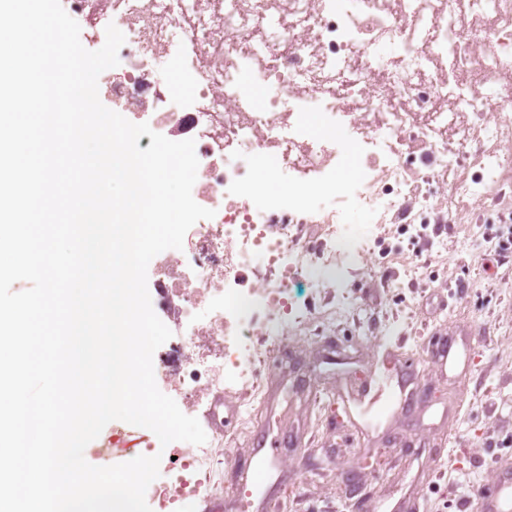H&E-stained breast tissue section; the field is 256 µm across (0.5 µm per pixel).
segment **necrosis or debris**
Wrapping results in <instances>:
<instances>
[{"label":"necrosis or debris","mask_w":512,"mask_h":512,"mask_svg":"<svg viewBox=\"0 0 512 512\" xmlns=\"http://www.w3.org/2000/svg\"><path fill=\"white\" fill-rule=\"evenodd\" d=\"M87 37L124 34L98 86L114 111L194 140V200L214 210L156 259L172 332L157 373L201 445L174 443L155 512H220L224 393L235 425L264 421L255 363L344 323L346 278L376 255L409 275L494 248L512 224V0H64ZM261 86L257 111L245 87ZM363 224H347L348 214ZM398 224L407 245H389ZM304 298H296V289Z\"/></svg>","instance_id":"1"}]
</instances>
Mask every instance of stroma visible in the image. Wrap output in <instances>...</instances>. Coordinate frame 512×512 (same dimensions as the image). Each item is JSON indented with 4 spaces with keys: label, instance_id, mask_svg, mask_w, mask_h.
Masks as SVG:
<instances>
[{
    "label": "stroma",
    "instance_id": "obj_1",
    "mask_svg": "<svg viewBox=\"0 0 512 512\" xmlns=\"http://www.w3.org/2000/svg\"><path fill=\"white\" fill-rule=\"evenodd\" d=\"M432 278L391 290L361 278L373 323L409 314L401 335L376 345L345 327L262 363L282 440L262 512H478L476 490L512 465V261L488 251ZM472 333L464 367L433 363L438 343ZM375 375L413 378L408 411L385 410L384 390L358 401L355 383Z\"/></svg>",
    "mask_w": 512,
    "mask_h": 512
}]
</instances>
